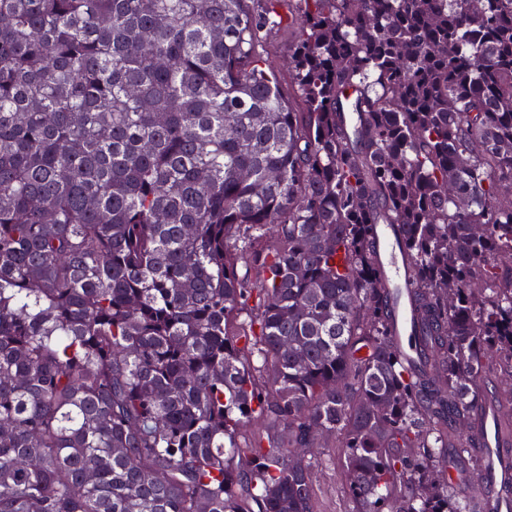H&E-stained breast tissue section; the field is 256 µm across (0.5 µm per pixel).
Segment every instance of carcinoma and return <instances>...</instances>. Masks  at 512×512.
Wrapping results in <instances>:
<instances>
[{
	"instance_id": "obj_1",
	"label": "carcinoma",
	"mask_w": 512,
	"mask_h": 512,
	"mask_svg": "<svg viewBox=\"0 0 512 512\" xmlns=\"http://www.w3.org/2000/svg\"><path fill=\"white\" fill-rule=\"evenodd\" d=\"M283 2L0 0V512H314L322 439L484 512L433 462L512 376V0ZM288 44V29L272 31L266 39V56L277 74L286 96H288L289 83ZM376 259L384 274L387 288L392 289L395 317L390 341L399 354L410 362L415 359L417 350L412 346L416 328L408 309L404 290L408 258L402 247L401 237L393 224H378Z\"/></svg>"
}]
</instances>
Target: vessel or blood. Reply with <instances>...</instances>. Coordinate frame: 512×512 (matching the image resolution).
<instances>
[{"mask_svg": "<svg viewBox=\"0 0 512 512\" xmlns=\"http://www.w3.org/2000/svg\"><path fill=\"white\" fill-rule=\"evenodd\" d=\"M376 259L391 290L395 309L390 341L405 360H414L417 351L412 345V338L416 328L404 290L408 258L395 226L379 225ZM476 433L484 450L472 481L480 490L484 508L486 512H512V449L507 446L502 422L494 409L487 407L481 410Z\"/></svg>", "mask_w": 512, "mask_h": 512, "instance_id": "obj_1", "label": "vessel or blood"}]
</instances>
